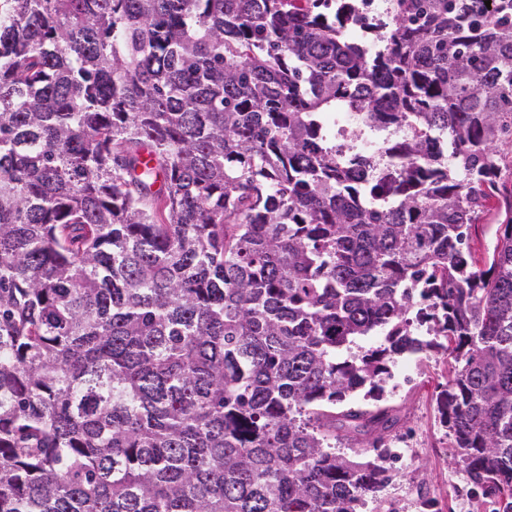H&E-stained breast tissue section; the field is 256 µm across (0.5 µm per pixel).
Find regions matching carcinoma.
Masks as SVG:
<instances>
[{"instance_id": "1", "label": "carcinoma", "mask_w": 512, "mask_h": 512, "mask_svg": "<svg viewBox=\"0 0 512 512\" xmlns=\"http://www.w3.org/2000/svg\"><path fill=\"white\" fill-rule=\"evenodd\" d=\"M387 2L0 0V512H362L427 351L512 512V0ZM330 123L339 137L350 138L353 132L361 130L357 141L359 150L366 155H374L377 153L374 147L377 143V138L363 136L365 122L361 113L336 112V116L334 115L331 118ZM502 219L495 209H489L480 215L477 224H472L469 230V245L475 268H488L489 257Z\"/></svg>"}]
</instances>
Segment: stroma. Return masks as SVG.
<instances>
[{"label": "stroma", "mask_w": 512, "mask_h": 512, "mask_svg": "<svg viewBox=\"0 0 512 512\" xmlns=\"http://www.w3.org/2000/svg\"><path fill=\"white\" fill-rule=\"evenodd\" d=\"M501 221L497 211L490 209L471 226L469 245L475 268H488ZM452 374L446 356L428 355L390 397L394 425L389 438L409 441L411 454L396 462L395 478L364 512H493L490 498L470 494L453 458L452 439L439 420L434 393Z\"/></svg>", "instance_id": "35a3bbf8"}]
</instances>
